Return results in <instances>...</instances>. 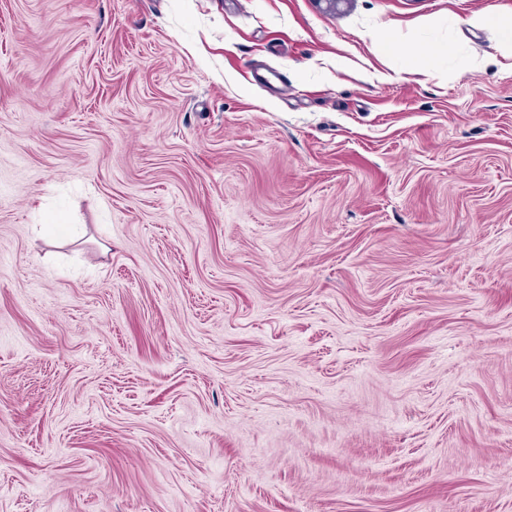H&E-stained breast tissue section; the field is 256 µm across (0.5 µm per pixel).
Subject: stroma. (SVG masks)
<instances>
[{
	"label": "stroma",
	"instance_id": "35a3bbf8",
	"mask_svg": "<svg viewBox=\"0 0 512 512\" xmlns=\"http://www.w3.org/2000/svg\"><path fill=\"white\" fill-rule=\"evenodd\" d=\"M478 10L0 0V512H512ZM368 37L372 40V42L376 45L377 51L385 56L389 57L393 53H399L403 56H405L410 64V68L412 70H419L422 67H426L424 62L418 59V57L412 55L408 49H405L403 47H400V44L397 43H389V42H382L378 39L377 36H375L373 33L369 32Z\"/></svg>",
	"mask_w": 512,
	"mask_h": 512
}]
</instances>
